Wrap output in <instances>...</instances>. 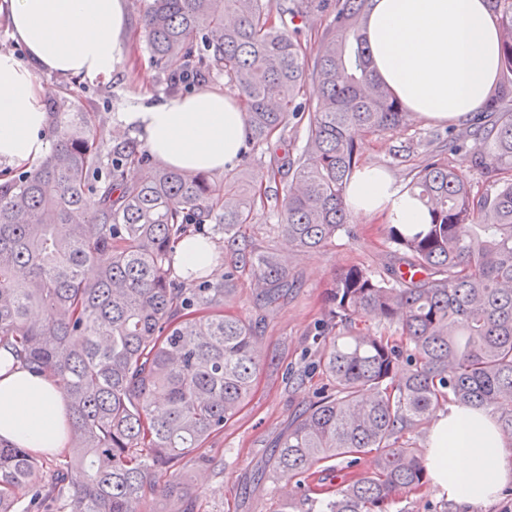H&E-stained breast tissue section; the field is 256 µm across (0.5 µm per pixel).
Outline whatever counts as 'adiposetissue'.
Returning a JSON list of instances; mask_svg holds the SVG:
<instances>
[{
  "label": "adipose tissue",
  "instance_id": "adipose-tissue-1",
  "mask_svg": "<svg viewBox=\"0 0 512 512\" xmlns=\"http://www.w3.org/2000/svg\"><path fill=\"white\" fill-rule=\"evenodd\" d=\"M0 21L23 55L0 50V181L35 167L49 153L51 113L34 77L42 71L108 81L128 51L127 0H0ZM368 43L374 74L393 95L428 120L456 121L478 111L500 71V20L488 0H370ZM164 166L221 172L248 140L241 103L223 87L161 96L115 115ZM345 204L356 218L422 231L429 212L381 170L352 176ZM220 263L213 243L193 235L178 243L177 272ZM0 439L39 454L68 445V410L52 377L19 364L0 367ZM430 488L474 507L512 484V449L490 413L460 403L437 412L425 455Z\"/></svg>",
  "mask_w": 512,
  "mask_h": 512
}]
</instances>
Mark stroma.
I'll return each mask as SVG.
<instances>
[{
	"label": "stroma",
	"mask_w": 512,
	"mask_h": 512,
	"mask_svg": "<svg viewBox=\"0 0 512 512\" xmlns=\"http://www.w3.org/2000/svg\"><path fill=\"white\" fill-rule=\"evenodd\" d=\"M128 4L132 57L121 64L111 82L90 83L46 72L36 75L45 92L61 96L69 109L95 113L107 135L112 132L113 113L125 111L140 96L166 91L144 41L146 0H128ZM444 131V124L423 119L398 134L361 138V163L384 170L396 185L406 186L410 172L433 149L435 135ZM305 141V124L287 128L274 136L271 147L252 151L250 159L238 162L235 170L243 181H250L259 164L276 154H299ZM262 189L266 199L248 231L250 242L255 250L287 260L297 286L279 305L262 309L257 305L256 284L244 275L224 303L226 313L258 324L266 363L247 404L202 450L203 455L216 458V465H200L193 455L184 461L183 480L200 512H268L274 490L261 476L264 463L289 416L324 384L314 369L318 353L313 336L323 318L327 283L350 265L361 263L380 270L394 260L388 224L380 216L350 219V233H339L325 246L309 250L289 247L272 212L284 184L267 182ZM290 371L305 373L303 385L288 381ZM404 506L409 512H512V485L494 501L472 508L448 502L427 488L410 495Z\"/></svg>",
	"instance_id": "stroma-1"
}]
</instances>
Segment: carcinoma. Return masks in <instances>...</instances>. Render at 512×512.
<instances>
[{"mask_svg": "<svg viewBox=\"0 0 512 512\" xmlns=\"http://www.w3.org/2000/svg\"><path fill=\"white\" fill-rule=\"evenodd\" d=\"M328 16L307 52L301 30L275 25L270 0H148L146 46L172 91L189 74L225 75L246 105L255 148L307 118L297 156H274L253 182L289 176L277 228L300 250L347 230L345 189L360 168L357 138L413 124L373 75L366 39L370 0H304ZM501 18L503 82L470 122L448 126L442 148L412 174L408 192L431 214L426 230L392 224L398 262L380 273L354 264L328 284L316 334L326 379L296 412L267 478L293 491L272 512H389L421 490L426 468L405 434L451 400L488 410L512 440V0ZM55 139L31 172L0 183V347L57 382L69 411V446L43 471L0 439V512H144L157 479L181 512L183 460L224 432L263 369L253 324L224 313L237 274L249 272L264 306L288 295V264L247 244L256 193L237 176L158 167L135 175L148 150L103 135L91 112L49 99ZM490 190L472 189L450 157ZM206 224L235 259L224 280L172 275L174 248ZM111 254L106 266L97 264ZM371 317L391 336L357 328ZM376 469L328 484L310 479L337 463ZM79 470L84 481L70 483Z\"/></svg>", "mask_w": 512, "mask_h": 512, "instance_id": "obj_1", "label": "carcinoma"}]
</instances>
